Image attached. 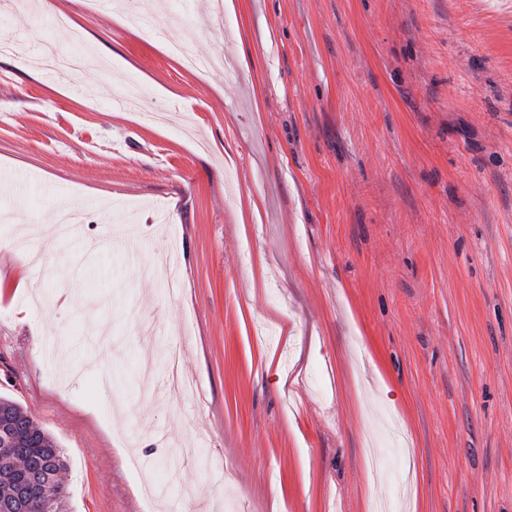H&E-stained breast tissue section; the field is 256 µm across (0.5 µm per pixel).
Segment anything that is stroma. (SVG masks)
<instances>
[{
  "mask_svg": "<svg viewBox=\"0 0 512 512\" xmlns=\"http://www.w3.org/2000/svg\"><path fill=\"white\" fill-rule=\"evenodd\" d=\"M53 3L0 0V395L70 512H512V0ZM139 236L137 225L107 224L100 240V247H112L118 243L132 242Z\"/></svg>",
  "mask_w": 512,
  "mask_h": 512,
  "instance_id": "obj_1",
  "label": "stroma"
}]
</instances>
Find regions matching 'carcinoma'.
Masks as SVG:
<instances>
[{
  "instance_id": "1",
  "label": "carcinoma",
  "mask_w": 512,
  "mask_h": 512,
  "mask_svg": "<svg viewBox=\"0 0 512 512\" xmlns=\"http://www.w3.org/2000/svg\"><path fill=\"white\" fill-rule=\"evenodd\" d=\"M66 457L56 443L8 398L0 397V505L19 497L24 475L40 487L41 500L52 512H68V496L60 482Z\"/></svg>"
}]
</instances>
